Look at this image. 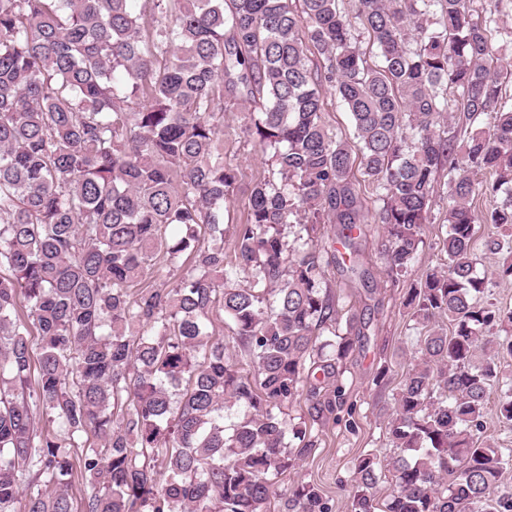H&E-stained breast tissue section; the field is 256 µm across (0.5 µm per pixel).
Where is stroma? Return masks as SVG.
<instances>
[{"label": "stroma", "mask_w": 512, "mask_h": 512, "mask_svg": "<svg viewBox=\"0 0 512 512\" xmlns=\"http://www.w3.org/2000/svg\"><path fill=\"white\" fill-rule=\"evenodd\" d=\"M244 124L239 112L224 115V155L237 165L240 176L224 204V221L237 224L247 215V185L267 169L264 156L241 133ZM448 197L439 193L431 202L430 219L423 227L424 245L414 267L404 275L389 271L382 255L384 232L379 225L365 226L363 242L365 266L370 272L369 287L351 283L336 267H328L327 284L339 296L343 316L367 314L371 317L369 336L363 351L352 354L345 373V407L323 425L317 426L320 448L314 458L288 471L276 487L278 497H286L297 481L318 486L332 512H348L351 477L358 457L370 450L393 455L387 439L386 423L418 340L409 330V318L402 302L413 284L444 259V215Z\"/></svg>", "instance_id": "obj_1"}]
</instances>
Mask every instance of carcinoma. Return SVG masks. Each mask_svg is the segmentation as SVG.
Segmentation results:
<instances>
[{
	"label": "carcinoma",
	"mask_w": 512,
	"mask_h": 512,
	"mask_svg": "<svg viewBox=\"0 0 512 512\" xmlns=\"http://www.w3.org/2000/svg\"><path fill=\"white\" fill-rule=\"evenodd\" d=\"M133 2L0 0V512H73L77 478L83 512H270L370 327L341 326L326 268L368 283L370 218L388 268H411L442 186L444 263L404 301L423 333L387 423L397 453L359 457L350 512H512L482 438L512 307L481 303L474 245L476 224L504 228L486 248L512 281V25L478 0H354L353 17L343 0H143L146 28ZM328 92L351 143L323 120ZM235 111L268 174L228 265ZM325 224L341 249L319 240ZM155 266L179 282L149 285ZM216 314L251 374L212 337ZM300 395L310 425L287 420ZM498 418L512 426V388ZM281 508L330 512L302 482Z\"/></svg>",
	"instance_id": "1"
}]
</instances>
